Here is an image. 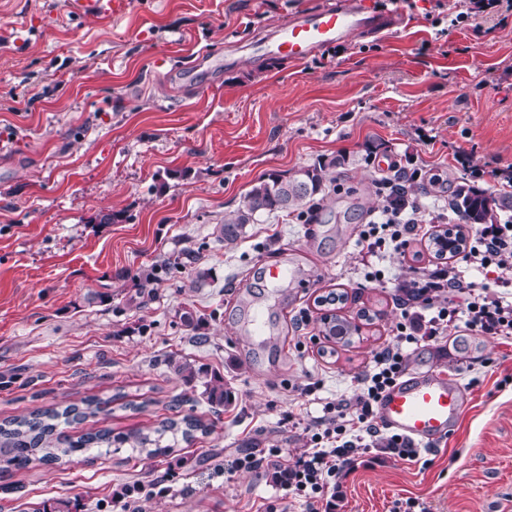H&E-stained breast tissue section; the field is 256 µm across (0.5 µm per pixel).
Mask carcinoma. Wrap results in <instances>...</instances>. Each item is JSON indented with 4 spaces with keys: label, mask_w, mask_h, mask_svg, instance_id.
Instances as JSON below:
<instances>
[{
    "label": "carcinoma",
    "mask_w": 512,
    "mask_h": 512,
    "mask_svg": "<svg viewBox=\"0 0 512 512\" xmlns=\"http://www.w3.org/2000/svg\"><path fill=\"white\" fill-rule=\"evenodd\" d=\"M324 168L314 166L298 171L291 177L272 174L266 180L252 186L246 194L244 208L224 219V241L232 244L240 237L244 225L255 216L276 210H297L315 200L323 191ZM452 208L468 224H492L501 211L512 209V198L494 197L485 191L462 185L451 200ZM465 243L463 235L451 236L446 233L436 240L440 251L456 254ZM203 395L211 404L224 405L231 402V395L224 390V380L215 376L204 382ZM103 411V401H86L85 410L80 412L74 405L62 409L37 410L29 417L13 419L0 425V464L5 471H22L36 462L58 461L77 452H85L94 446L104 448L128 447L146 457L152 458L171 450L178 439L185 441L195 430H205L201 422L190 416L178 423L167 421L147 431L112 434L110 430L88 432L77 439L60 428L70 422L73 416H96Z\"/></svg>",
    "instance_id": "cac0c4a2"
}]
</instances>
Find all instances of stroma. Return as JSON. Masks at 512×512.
<instances>
[{"mask_svg":"<svg viewBox=\"0 0 512 512\" xmlns=\"http://www.w3.org/2000/svg\"><path fill=\"white\" fill-rule=\"evenodd\" d=\"M128 2L106 21L68 0H0V421L100 398L109 411L69 435L187 415L208 431L153 458L120 450L1 473L0 512L47 500L119 512L114 493L134 485L152 488L136 512H263L284 495L272 470L232 460L299 456L325 402L360 394L356 375L400 317L401 257L380 258L382 286L358 287L355 273L378 181L397 166L439 175L420 200L445 205L476 167L475 187L512 195V11L459 23L468 0H363L401 9L402 26L294 65L260 41L323 0ZM203 52L211 63L196 66ZM320 164L326 196L309 223L277 211L225 242L219 229L254 184ZM286 261L313 280L269 298L262 271ZM330 292L358 327L349 342L323 332L316 299ZM254 293L268 297L261 342L236 330ZM467 341H422L406 363L465 389L455 431L413 461L357 458L340 512L410 498L431 512H512V341ZM177 361L223 376L231 404L207 403Z\"/></svg>","mask_w":512,"mask_h":512,"instance_id":"stroma-1","label":"stroma"}]
</instances>
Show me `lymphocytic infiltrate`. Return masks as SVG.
<instances>
[{"instance_id":"f902f5d3","label":"lymphocytic infiltrate","mask_w":512,"mask_h":512,"mask_svg":"<svg viewBox=\"0 0 512 512\" xmlns=\"http://www.w3.org/2000/svg\"><path fill=\"white\" fill-rule=\"evenodd\" d=\"M448 220L442 207H429L409 198L404 204L383 206L378 219L360 233L358 263L366 270V283L382 284L385 274L373 268L374 258L388 252L406 254L423 224ZM493 274V286L466 280L465 270ZM409 302L422 304L423 313L402 310L393 339L374 358L371 370L360 377L362 394L325 403L310 436V446L294 461L280 449L237 458L248 469L271 466L291 500L304 502L308 512H319L327 499L338 498L336 481L350 460L373 448H384L403 459L417 457L413 443L386 433L374 416V406L405 372L406 347L419 336H446L462 328L474 333L512 339V224H484L470 228L463 251L452 262L428 268L412 265L400 285Z\"/></svg>"}]
</instances>
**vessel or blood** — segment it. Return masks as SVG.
Returning <instances> with one entry per match:
<instances>
[{
  "label": "vessel or blood",
  "mask_w": 512,
  "mask_h": 512,
  "mask_svg": "<svg viewBox=\"0 0 512 512\" xmlns=\"http://www.w3.org/2000/svg\"><path fill=\"white\" fill-rule=\"evenodd\" d=\"M126 7L125 0H72L73 12L82 17L109 19ZM394 13H378L352 0H327L320 8L292 14L267 54L300 64L320 48L347 40L357 32H379L400 25ZM468 407L461 386L435 371H414L385 392L377 405L381 425L401 436L434 446L447 439Z\"/></svg>",
  "instance_id": "b4317fda"
}]
</instances>
